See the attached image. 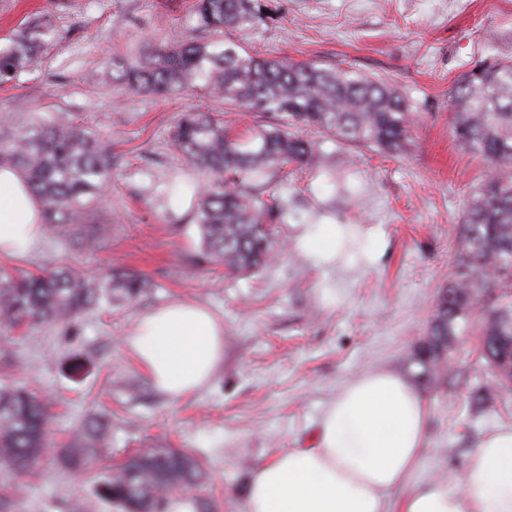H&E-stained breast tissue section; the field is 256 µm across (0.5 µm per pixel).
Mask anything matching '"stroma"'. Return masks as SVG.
I'll return each mask as SVG.
<instances>
[{"label":"stroma","instance_id":"obj_1","mask_svg":"<svg viewBox=\"0 0 512 512\" xmlns=\"http://www.w3.org/2000/svg\"><path fill=\"white\" fill-rule=\"evenodd\" d=\"M195 0H0V39L37 13L55 36L34 73L0 89V113L71 112L111 141L118 158L94 215L112 227L95 252L43 240L28 268L68 262L87 278L110 269L146 278V293L82 316L74 331L48 325L0 331V381L30 386L51 403L49 439L60 445L93 410L112 414V446L81 474L42 462L38 479L0 472L7 512H118L97 494L100 471L139 453L193 454L208 481L194 490L211 512H239L254 468L276 452L308 448L343 385L374 369L411 383L429 409L427 477L459 475L492 428L512 424V396L479 416L474 387L490 374L476 362L477 339L454 345L457 372L418 382L409 360L446 288L469 196L488 166L455 140L448 100L473 62L512 59V0H273L277 17L233 31L237 44L271 59L336 66L381 80L403 95L412 126L393 157L346 145L313 128L323 170H271L267 195L281 204L271 231L282 252L240 276L208 263L189 205L173 201L187 179L170 160L172 125L195 109L231 133L276 125L278 114L244 112L195 90L133 92L105 75L112 56L132 64L173 45L194 26ZM346 181L348 193L335 181ZM304 224H359L379 256L320 265L302 252ZM208 307L224 322V363L209 385L179 400L154 390L123 346L143 314L173 301ZM85 362L83 376L68 366Z\"/></svg>","mask_w":512,"mask_h":512}]
</instances>
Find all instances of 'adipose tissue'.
I'll list each match as a JSON object with an SVG mask.
<instances>
[{"mask_svg":"<svg viewBox=\"0 0 512 512\" xmlns=\"http://www.w3.org/2000/svg\"><path fill=\"white\" fill-rule=\"evenodd\" d=\"M340 224H307L308 256L335 261ZM44 236L21 174L0 169V255L23 258ZM125 344L154 388L176 400L205 387L224 361V323L202 305L175 301L142 315ZM424 399L384 369L347 384L324 410L316 443L253 471L243 512H512V425L484 435L458 481L425 478Z\"/></svg>","mask_w":512,"mask_h":512,"instance_id":"1","label":"adipose tissue"}]
</instances>
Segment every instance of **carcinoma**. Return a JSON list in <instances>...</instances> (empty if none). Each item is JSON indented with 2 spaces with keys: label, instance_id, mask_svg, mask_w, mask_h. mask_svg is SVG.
Here are the masks:
<instances>
[{
  "label": "carcinoma",
  "instance_id": "carcinoma-1",
  "mask_svg": "<svg viewBox=\"0 0 512 512\" xmlns=\"http://www.w3.org/2000/svg\"><path fill=\"white\" fill-rule=\"evenodd\" d=\"M194 36L156 50L136 65L121 59L106 67L132 90L168 92L200 87L249 112H274L286 123L255 126L231 135L207 112H187L172 141L176 164L207 175L188 180L191 219L203 256L240 275H251L276 255L267 224L278 206L258 188L271 168L297 164L319 168L321 144L288 131L308 126L344 144L396 154L409 140L407 100L386 83L339 68L295 65L251 53L229 37L269 17L263 0H198ZM53 37L49 21L33 19L0 48V86L39 65ZM450 124L462 149L491 169L480 182L459 228L458 254L448 287L438 297L426 336L414 350L415 377L433 381L453 372V342L475 336L485 363L497 362L496 380L472 393L480 414L503 397L512 382V62L481 61L460 76L450 100ZM0 167L17 170L35 196L46 235L83 249H99L112 225L94 224L104 187L112 184V148L67 112H34L18 122L0 114ZM148 283L133 273L98 280L59 264L40 273L0 264V330H33L47 324L69 329L87 312L132 301ZM49 404L27 387L0 384V469L30 479L39 475L50 443ZM112 417L90 413L55 453L63 468L83 470L92 453L107 447ZM196 459L177 451L135 455L105 473L98 496L122 512H164L166 501L199 486Z\"/></svg>",
  "mask_w": 512,
  "mask_h": 512
}]
</instances>
